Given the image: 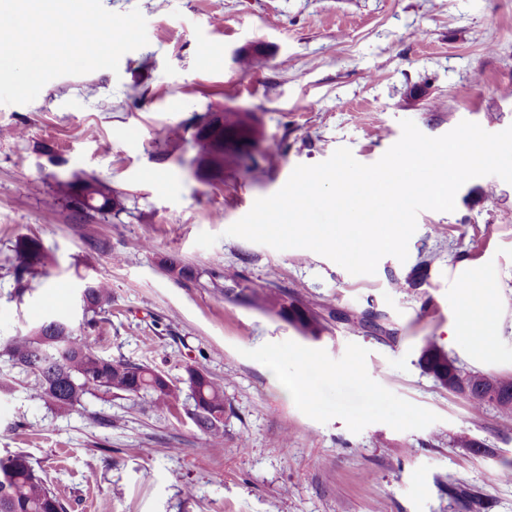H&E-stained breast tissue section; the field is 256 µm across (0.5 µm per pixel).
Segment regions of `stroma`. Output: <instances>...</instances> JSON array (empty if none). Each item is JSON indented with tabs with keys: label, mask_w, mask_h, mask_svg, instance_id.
Returning a JSON list of instances; mask_svg holds the SVG:
<instances>
[{
	"label": "stroma",
	"mask_w": 512,
	"mask_h": 512,
	"mask_svg": "<svg viewBox=\"0 0 512 512\" xmlns=\"http://www.w3.org/2000/svg\"><path fill=\"white\" fill-rule=\"evenodd\" d=\"M139 10L148 43L118 71L49 81L0 104V345L59 319L82 330V275L112 305L88 332L103 355L224 387V450L148 397L100 391L61 410L0 355V457L27 454L66 512H512V422L475 409L424 373V339L448 347L462 306L459 260L481 263L499 318L497 374L512 377V183L467 181L451 212L420 211L408 258L353 275L306 249L227 235L299 165L341 147L377 162L409 119L430 137L461 121L512 126V0H102ZM220 107L258 118L267 173L234 153L222 179L190 167L191 126ZM98 179L119 214L81 212L61 179ZM46 258L24 280L17 239ZM178 261L198 276L182 280ZM282 292L325 316L319 338L245 299ZM384 332L361 329L365 309ZM326 374L311 371V360ZM313 401L293 392L297 380ZM482 441L473 453L460 438Z\"/></svg>",
	"instance_id": "1"
}]
</instances>
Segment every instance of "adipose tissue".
<instances>
[{"mask_svg":"<svg viewBox=\"0 0 512 512\" xmlns=\"http://www.w3.org/2000/svg\"><path fill=\"white\" fill-rule=\"evenodd\" d=\"M457 270L461 274L458 286L463 296V320L467 323L476 319L481 322L478 330L469 331L465 335L466 353L478 362H495L499 324L492 312L493 297L479 284L481 279L479 264L464 258L458 263Z\"/></svg>","mask_w":512,"mask_h":512,"instance_id":"1","label":"adipose tissue"}]
</instances>
